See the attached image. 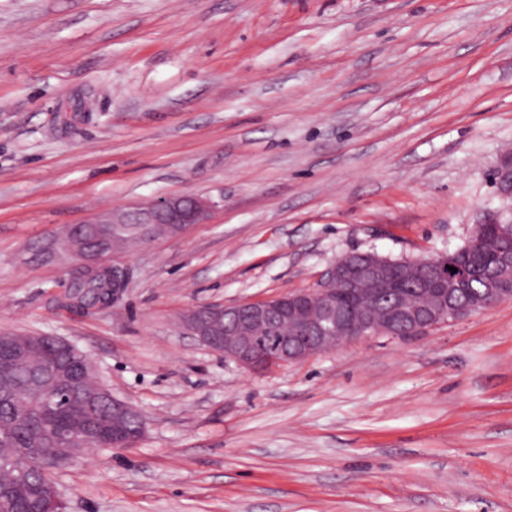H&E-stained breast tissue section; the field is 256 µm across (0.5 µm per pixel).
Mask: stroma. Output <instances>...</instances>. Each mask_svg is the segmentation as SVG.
Here are the masks:
<instances>
[{"instance_id": "1", "label": "stroma", "mask_w": 512, "mask_h": 512, "mask_svg": "<svg viewBox=\"0 0 512 512\" xmlns=\"http://www.w3.org/2000/svg\"><path fill=\"white\" fill-rule=\"evenodd\" d=\"M511 158L512 0H0V328L147 419L55 471L66 512H512V300L263 375L178 323L455 251L512 217ZM178 195L221 206L118 255L114 307L56 306L34 244Z\"/></svg>"}]
</instances>
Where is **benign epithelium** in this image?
Masks as SVG:
<instances>
[{
    "label": "benign epithelium",
    "mask_w": 512,
    "mask_h": 512,
    "mask_svg": "<svg viewBox=\"0 0 512 512\" xmlns=\"http://www.w3.org/2000/svg\"><path fill=\"white\" fill-rule=\"evenodd\" d=\"M220 207L211 198L183 195L163 197L146 206L121 213L94 216L88 224H139L140 233L151 234L154 225L163 224L181 234L195 224H203ZM349 253L334 261L323 274L318 288L302 289L286 295L245 301L231 305H202L181 315L185 330L209 348L224 354L252 374H265L297 364L323 351L341 347L351 341L387 336L405 339L421 335L442 323L480 312L503 301L512 300V280L500 278L491 288L476 293L472 305L462 308L457 303L458 289L465 287L467 276L451 273L445 257L412 261L405 274L420 267L437 271L438 280L415 281L412 288L397 286L398 277L387 271L370 252L363 253L364 262L355 261ZM69 263L93 270L110 266V255L93 244H80L68 252ZM342 283L353 298L393 296V302L381 322L354 308L336 305V285ZM98 393L112 402V416L134 420L136 431L112 443L120 449L140 440L146 429L145 420L134 406L114 396L103 384ZM52 452L32 459L27 455L3 453L0 469L9 471L17 480L36 472L43 482L42 494L57 512H64L51 472L72 464L99 447V439L87 427L63 429L52 435Z\"/></svg>",
    "instance_id": "benign-epithelium-1"
}]
</instances>
